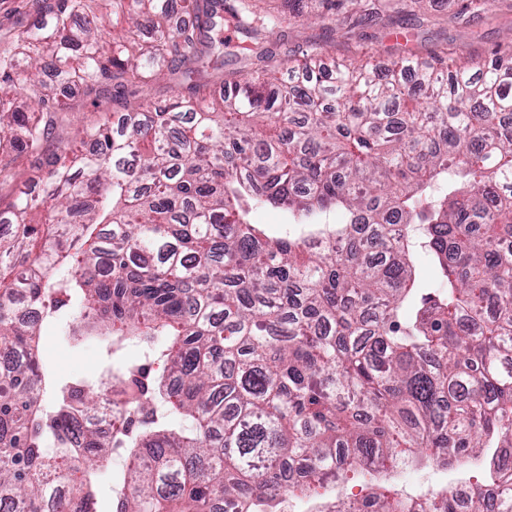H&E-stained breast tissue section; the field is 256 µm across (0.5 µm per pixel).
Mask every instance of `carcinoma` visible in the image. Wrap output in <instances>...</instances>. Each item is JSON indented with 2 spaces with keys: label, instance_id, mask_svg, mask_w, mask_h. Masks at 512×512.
Here are the masks:
<instances>
[{
  "label": "carcinoma",
  "instance_id": "carcinoma-1",
  "mask_svg": "<svg viewBox=\"0 0 512 512\" xmlns=\"http://www.w3.org/2000/svg\"><path fill=\"white\" fill-rule=\"evenodd\" d=\"M253 2L53 0L0 49V175L24 186L0 206V509L95 512L119 449L134 465L113 512H282L350 472L463 457L487 470L474 512H512V38L382 70L330 67L311 43L285 68L274 47L307 0ZM361 2L318 0L319 18L351 31ZM387 2L395 19L423 0ZM109 6L137 7L110 55ZM230 59L259 67L200 97ZM165 69L184 93L130 102ZM46 74L82 97L110 87L112 111L19 173L73 111ZM268 205L288 211L276 236L251 221ZM71 310L145 363L45 379L41 326ZM107 406V429L85 419ZM67 456L85 467L62 496ZM462 508L454 489L376 483L316 512Z\"/></svg>",
  "mask_w": 512,
  "mask_h": 512
}]
</instances>
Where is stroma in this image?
Wrapping results in <instances>:
<instances>
[{"instance_id":"1","label":"stroma","mask_w":512,"mask_h":512,"mask_svg":"<svg viewBox=\"0 0 512 512\" xmlns=\"http://www.w3.org/2000/svg\"><path fill=\"white\" fill-rule=\"evenodd\" d=\"M461 6L462 0H426L423 10L427 23H418L411 17L399 22L400 29L410 35L406 42L390 35L383 15L350 33L342 27L330 31L321 23L303 20L288 30V52L296 54L307 42L314 41L324 47L328 58L350 60L373 52L377 55V65L383 67L389 64L392 55L407 48L423 57L446 50L481 57L512 36V8L503 0L478 15L461 13ZM41 7V0H0V45L12 42L16 34L30 27ZM69 331L66 322L49 324L43 329V364L55 378L64 381L95 378L111 369L113 361L136 362L141 358L138 344H128L114 359L102 339L77 340ZM467 478L480 483L484 473L473 462L462 461L448 468L407 469L397 473L395 481L399 489L417 494L450 487Z\"/></svg>"}]
</instances>
